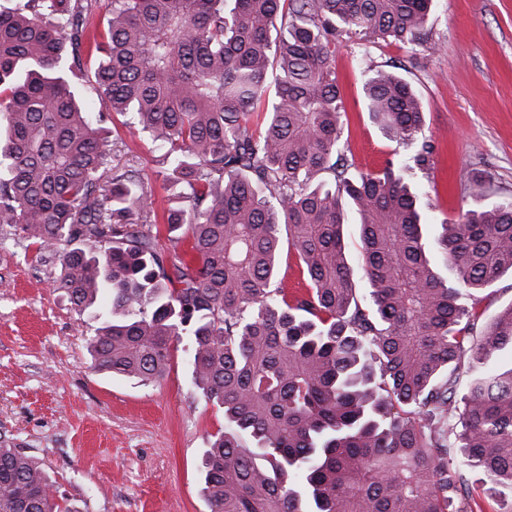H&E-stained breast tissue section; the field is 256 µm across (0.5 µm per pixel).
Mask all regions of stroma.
Instances as JSON below:
<instances>
[{"label":"stroma","mask_w":512,"mask_h":512,"mask_svg":"<svg viewBox=\"0 0 512 512\" xmlns=\"http://www.w3.org/2000/svg\"><path fill=\"white\" fill-rule=\"evenodd\" d=\"M430 46L408 47L351 31L336 39L342 138L356 171L380 169L397 151L366 110L363 85L393 64L421 96L434 168L407 176L427 221L473 207L474 177L512 198V0H435ZM113 165L136 167L155 211L168 184L150 144L119 128ZM35 247L0 225V434L36 457L56 496L79 512H209L198 466L224 426L191 381L188 344L174 343L157 381L115 378L91 365L94 322L76 314L38 262Z\"/></svg>","instance_id":"obj_1"}]
</instances>
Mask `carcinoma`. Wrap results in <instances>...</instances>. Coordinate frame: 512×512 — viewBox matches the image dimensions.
<instances>
[{
	"mask_svg": "<svg viewBox=\"0 0 512 512\" xmlns=\"http://www.w3.org/2000/svg\"><path fill=\"white\" fill-rule=\"evenodd\" d=\"M432 2L0 8V224L93 314L96 369L156 381L188 339L194 387L224 410L200 460L210 512H512V365L493 362L512 350V304L487 323L477 310L512 273V200L486 201L476 178V206L427 230L404 173L431 170L434 145L392 70L366 80V108L408 153L352 177L341 144L337 32L422 45ZM118 119L159 152L179 205L156 214L141 174L112 166ZM159 223L196 262L165 251ZM285 244L306 282L291 294L274 286ZM52 487L0 436V512H79Z\"/></svg>",
	"mask_w": 512,
	"mask_h": 512,
	"instance_id": "carcinoma-1",
	"label": "carcinoma"
}]
</instances>
